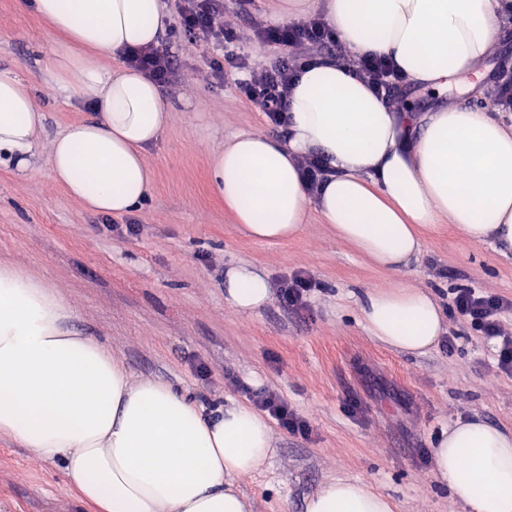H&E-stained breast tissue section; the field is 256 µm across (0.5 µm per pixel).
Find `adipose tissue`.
<instances>
[{
	"instance_id": "ef3b65f1",
	"label": "adipose tissue",
	"mask_w": 512,
	"mask_h": 512,
	"mask_svg": "<svg viewBox=\"0 0 512 512\" xmlns=\"http://www.w3.org/2000/svg\"><path fill=\"white\" fill-rule=\"evenodd\" d=\"M62 40L45 83L93 115L57 136L50 175L86 209L120 216L148 195L144 153L171 104L151 78L122 64L127 50L157 43L165 0H21ZM512 0H325V17L356 54L391 57L409 81L435 90L477 72L495 20ZM115 59V67L104 59ZM44 114L30 87L0 71V166L25 173ZM330 169L310 196L294 157ZM210 180L251 238L299 235L309 213L392 278L358 305L369 335L401 353L432 351L446 332L430 290L406 274L422 233L449 221L467 241L512 255V120L460 101L432 112H396L330 62L306 68L290 95L285 133L229 138L209 159ZM271 283L249 264L224 274V298L241 314L264 306ZM69 310L30 276L0 270V434L61 464L63 480L91 512H249L235 479L258 471L271 428L254 409L213 413L169 385L134 380L111 350L64 328ZM436 477L467 512H512V430L461 418L432 443ZM306 512H395L359 480H333Z\"/></svg>"
}]
</instances>
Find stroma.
I'll return each instance as SVG.
<instances>
[{
    "label": "stroma",
    "mask_w": 512,
    "mask_h": 512,
    "mask_svg": "<svg viewBox=\"0 0 512 512\" xmlns=\"http://www.w3.org/2000/svg\"><path fill=\"white\" fill-rule=\"evenodd\" d=\"M20 0H0V70L16 73L44 111L35 169L0 168V264L40 280L66 304V328L92 336L139 380L165 383L203 406L245 403L238 382L267 387L310 424L309 436L272 428L266 464L237 486L250 512H305L332 478L358 479L389 495L397 512H466L434 476L431 448L457 419L479 416L512 428V376L497 372L489 344L463 323L454 351L439 346L413 356L367 333L357 298L387 282L383 271L338 240L317 214L281 242L248 238L208 180L210 156L242 131L272 133L233 77L217 78L220 46L196 45L165 30L160 43L179 69L160 90L170 119L146 159L155 183L128 213L139 234L112 233V216L86 210L49 174L51 143L88 119V107L46 84L42 71L58 36ZM321 0H250L224 4V28L247 66L278 52L248 20L286 25L316 13ZM512 76V18L499 15L491 53L448 91L407 84L398 109L432 112L459 100L493 107L490 89ZM237 263L263 270L271 283L305 269L318 283L306 309L285 310L270 297L260 310L236 312L224 298V272ZM409 280L447 301L471 287L512 295V258L491 243L458 237L452 224L428 234ZM0 512H81L60 466L40 462L16 439L0 436Z\"/></svg>",
    "instance_id": "obj_1"
}]
</instances>
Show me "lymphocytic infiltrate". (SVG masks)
Returning a JSON list of instances; mask_svg holds the SVG:
<instances>
[{
  "mask_svg": "<svg viewBox=\"0 0 512 512\" xmlns=\"http://www.w3.org/2000/svg\"><path fill=\"white\" fill-rule=\"evenodd\" d=\"M223 15L224 0H180L176 25L192 41L228 43L232 37L225 33L220 22ZM254 32L266 42L286 50L284 56L268 65L251 69L238 83L245 98L263 112L272 126H285L288 94L298 74L304 67L325 58L333 59L338 67L359 77L389 101L395 100L406 83L391 59L348 53L323 15L308 16L290 25L258 26ZM126 62L160 84L168 81L173 72L170 52L152 44L133 51ZM448 314L492 341L498 371L512 376V331L504 327L505 317L512 314V296L457 288L448 299ZM247 394L254 407L280 427L293 434L309 435L308 422L276 392L263 387L248 389Z\"/></svg>",
  "mask_w": 512,
  "mask_h": 512,
  "instance_id": "1",
  "label": "lymphocytic infiltrate"
}]
</instances>
